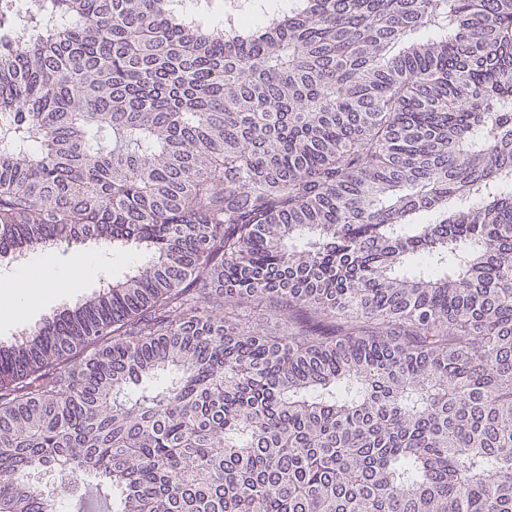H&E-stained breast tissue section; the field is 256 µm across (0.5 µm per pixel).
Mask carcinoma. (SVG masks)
<instances>
[{"label": "carcinoma", "mask_w": 512, "mask_h": 512, "mask_svg": "<svg viewBox=\"0 0 512 512\" xmlns=\"http://www.w3.org/2000/svg\"><path fill=\"white\" fill-rule=\"evenodd\" d=\"M210 5L0 9V257H137L0 347V512H512V0Z\"/></svg>", "instance_id": "cac0c4a2"}]
</instances>
